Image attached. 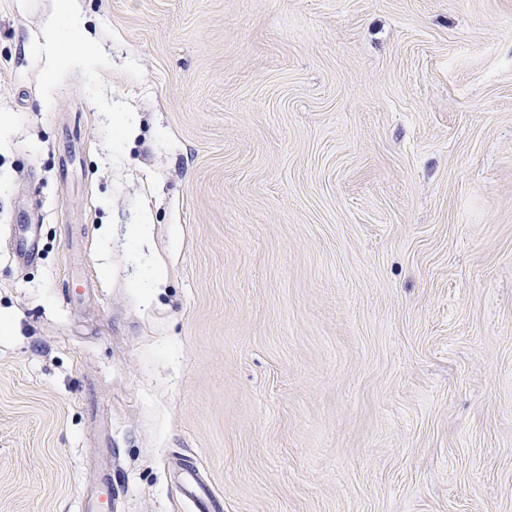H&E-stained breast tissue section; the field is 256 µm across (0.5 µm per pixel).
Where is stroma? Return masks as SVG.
<instances>
[{"label": "stroma", "mask_w": 512, "mask_h": 512, "mask_svg": "<svg viewBox=\"0 0 512 512\" xmlns=\"http://www.w3.org/2000/svg\"><path fill=\"white\" fill-rule=\"evenodd\" d=\"M71 5L50 80L0 0V512H512V0ZM186 498L198 512L209 510L212 493L208 486L200 482L192 473L186 481Z\"/></svg>", "instance_id": "35a3bbf8"}]
</instances>
